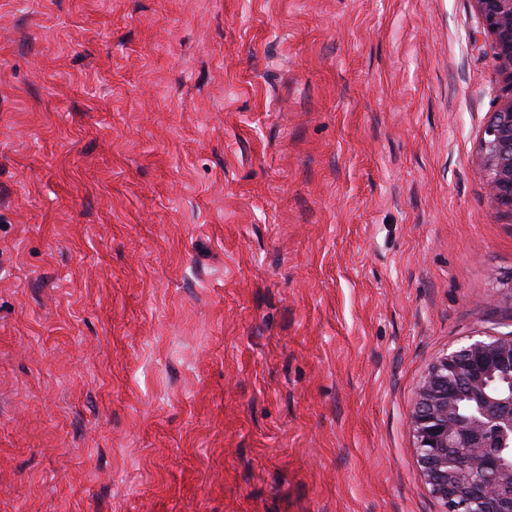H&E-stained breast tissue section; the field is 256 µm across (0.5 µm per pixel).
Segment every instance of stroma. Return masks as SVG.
<instances>
[{
    "mask_svg": "<svg viewBox=\"0 0 512 512\" xmlns=\"http://www.w3.org/2000/svg\"><path fill=\"white\" fill-rule=\"evenodd\" d=\"M474 0H0V512H441L408 417L512 331Z\"/></svg>",
    "mask_w": 512,
    "mask_h": 512,
    "instance_id": "35a3bbf8",
    "label": "stroma"
}]
</instances>
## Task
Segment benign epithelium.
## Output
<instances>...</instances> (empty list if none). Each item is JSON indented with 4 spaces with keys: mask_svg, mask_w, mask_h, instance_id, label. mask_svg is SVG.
I'll return each instance as SVG.
<instances>
[{
    "mask_svg": "<svg viewBox=\"0 0 512 512\" xmlns=\"http://www.w3.org/2000/svg\"><path fill=\"white\" fill-rule=\"evenodd\" d=\"M499 86L480 141L494 209L512 211V0H474ZM442 512H512V331L477 334L433 363L409 417Z\"/></svg>",
    "mask_w": 512,
    "mask_h": 512,
    "instance_id": "benign-epithelium-1",
    "label": "benign epithelium"
}]
</instances>
